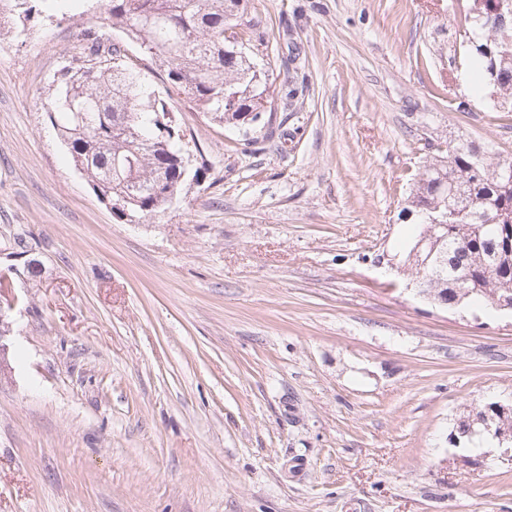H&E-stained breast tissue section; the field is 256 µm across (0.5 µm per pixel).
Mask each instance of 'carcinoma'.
<instances>
[{"label":"carcinoma","mask_w":512,"mask_h":512,"mask_svg":"<svg viewBox=\"0 0 512 512\" xmlns=\"http://www.w3.org/2000/svg\"><path fill=\"white\" fill-rule=\"evenodd\" d=\"M498 0H483L461 33L470 34V58L486 83L512 101V17L497 23ZM245 0H107L112 27L139 46L167 72L169 83L187 94L198 111L238 123L268 101V70L244 42H229L228 29L243 25ZM95 67L67 66L52 81L46 112L68 145L93 190L112 201L116 217L146 219L163 213L177 198L187 174L181 139L169 120L166 102L146 86L121 48L96 31L87 32L83 58ZM434 152L408 197L402 215L433 210L445 215L434 258L410 266L421 284L448 292V306L484 308L494 295L512 296V159L492 162L489 148L463 141ZM474 415L457 422L454 435L471 426ZM462 440L474 445L483 435Z\"/></svg>","instance_id":"1"}]
</instances>
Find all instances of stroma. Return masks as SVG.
<instances>
[{
    "label": "stroma",
    "mask_w": 512,
    "mask_h": 512,
    "mask_svg": "<svg viewBox=\"0 0 512 512\" xmlns=\"http://www.w3.org/2000/svg\"><path fill=\"white\" fill-rule=\"evenodd\" d=\"M470 5L249 0L273 86L237 126L131 48L193 173L126 224L45 112L87 31L121 33L101 0H38L18 38L0 0V512H512V463L451 441L512 404V317L377 262L429 144L512 158V116L450 75Z\"/></svg>",
    "instance_id": "1"
}]
</instances>
